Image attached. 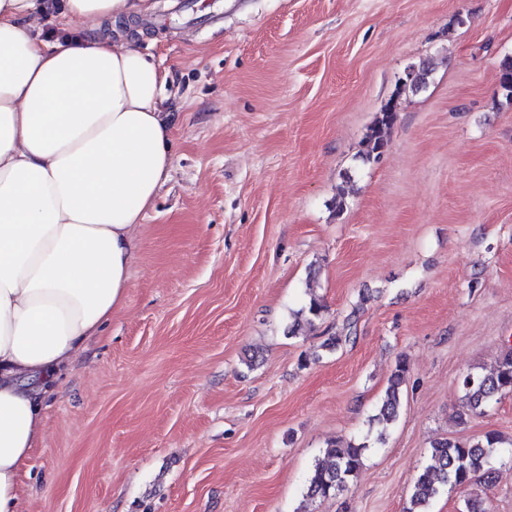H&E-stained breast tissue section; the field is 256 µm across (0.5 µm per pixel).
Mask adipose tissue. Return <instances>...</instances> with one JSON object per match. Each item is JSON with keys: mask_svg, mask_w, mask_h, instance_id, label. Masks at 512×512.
Wrapping results in <instances>:
<instances>
[{"mask_svg": "<svg viewBox=\"0 0 512 512\" xmlns=\"http://www.w3.org/2000/svg\"><path fill=\"white\" fill-rule=\"evenodd\" d=\"M150 9L0 0V512H19L43 397L126 300L172 163L167 73L133 44Z\"/></svg>", "mask_w": 512, "mask_h": 512, "instance_id": "adipose-tissue-1", "label": "adipose tissue"}]
</instances>
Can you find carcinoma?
<instances>
[{
  "instance_id": "cac0c4a2",
  "label": "carcinoma",
  "mask_w": 512,
  "mask_h": 512,
  "mask_svg": "<svg viewBox=\"0 0 512 512\" xmlns=\"http://www.w3.org/2000/svg\"><path fill=\"white\" fill-rule=\"evenodd\" d=\"M499 86L503 95L512 100V58L501 63ZM416 91L415 82L408 77L398 81L397 96L390 99L375 117L365 136L359 158L365 164L378 161L389 146L388 131L397 118L398 96ZM323 311L316 298L294 313L288 334L296 335L302 321L312 322ZM408 365L398 361L372 421L391 424L397 420L403 404ZM461 405L457 418L465 421L471 414H482L501 398L512 395V351H508L489 373L465 374L461 381ZM366 443L335 440L327 443L323 457L316 460L305 483L304 496L311 501L336 497L348 490L350 482L363 465ZM433 464L420 469L414 476L406 512H429L431 502L447 488L467 490L480 480L488 479L494 464H512V438L489 431L477 440L443 439L432 445Z\"/></svg>"
}]
</instances>
